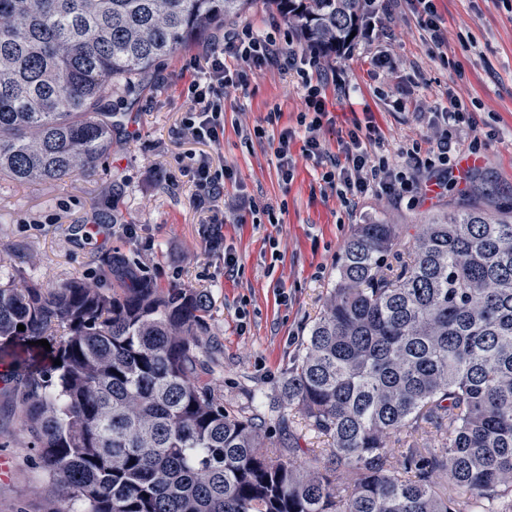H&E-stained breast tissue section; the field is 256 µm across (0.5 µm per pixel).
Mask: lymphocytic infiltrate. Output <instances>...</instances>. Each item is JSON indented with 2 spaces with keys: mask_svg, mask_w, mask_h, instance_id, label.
Here are the masks:
<instances>
[{
  "mask_svg": "<svg viewBox=\"0 0 512 512\" xmlns=\"http://www.w3.org/2000/svg\"><path fill=\"white\" fill-rule=\"evenodd\" d=\"M271 69L298 77L303 108L297 124L283 127L274 137L268 136L266 126L260 125L243 129L240 135L247 141L268 142L282 181H291L294 176L296 160L291 147L298 141L303 156L315 161L322 181L335 188L345 206H355L359 198L369 193L400 199L413 192L415 178L410 166L394 164L388 156L372 152L374 127H354L340 140L337 154L328 152L321 130L329 114L325 88L338 80L335 66L322 64L316 53L297 47L292 38L280 39L249 24L228 27L223 40L207 46L188 88L190 115L180 130L181 137L219 142L224 135L226 91L248 94L252 79ZM464 121L462 111L453 102L437 115L438 132L425 164L435 169L439 178L448 175V137ZM184 175L193 183L199 199L215 201L223 196L224 182L234 172L229 168L213 170L209 160L202 158L186 167Z\"/></svg>",
  "mask_w": 512,
  "mask_h": 512,
  "instance_id": "obj_1",
  "label": "lymphocytic infiltrate"
}]
</instances>
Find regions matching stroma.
Listing matches in <instances>:
<instances>
[{
  "instance_id": "obj_1",
  "label": "stroma",
  "mask_w": 512,
  "mask_h": 512,
  "mask_svg": "<svg viewBox=\"0 0 512 512\" xmlns=\"http://www.w3.org/2000/svg\"><path fill=\"white\" fill-rule=\"evenodd\" d=\"M447 42L430 47L406 0H389L372 18L374 36L330 57L350 96L328 87L323 139L329 152L354 124L373 123L375 153L426 156L430 121L449 100L470 119L452 138L477 142L482 166L449 176L447 187L412 203L367 194L346 209L313 161L298 158L283 183L267 143H244L239 129L264 123L280 108V126H296L302 100L296 77L269 70L249 95L231 93L220 142H195L178 131L190 108L187 87L204 48L223 26L158 63L152 77L112 98L121 122L112 149L92 176L40 185L0 180V283L46 288L73 278L109 287L106 262L119 253L164 288L206 291L207 333L200 337L201 375L227 410L272 403L323 311L345 241L359 224H419L469 189L493 205L512 203V0H434ZM384 57V68L371 65ZM208 157L231 167L224 183V224L215 228L206 202L193 198L180 170ZM288 209L280 223L240 224V197ZM238 258L234 275L224 254ZM63 491L50 481L31 446L14 384L0 380V512H47Z\"/></svg>"
}]
</instances>
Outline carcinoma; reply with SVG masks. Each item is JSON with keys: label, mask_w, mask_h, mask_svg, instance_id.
Here are the masks:
<instances>
[{"label": "carcinoma", "mask_w": 512, "mask_h": 512, "mask_svg": "<svg viewBox=\"0 0 512 512\" xmlns=\"http://www.w3.org/2000/svg\"><path fill=\"white\" fill-rule=\"evenodd\" d=\"M249 2L0 0V177L95 173L114 89ZM268 2L326 57L362 25L359 0ZM108 266L110 288L0 286V346L45 339L61 361L14 364L26 430L66 491L47 512H512V206L463 199L410 236L356 225L273 403L284 448L198 377L208 293ZM297 417L331 438L314 466L297 462ZM429 435L438 447L419 446Z\"/></svg>", "instance_id": "1"}]
</instances>
